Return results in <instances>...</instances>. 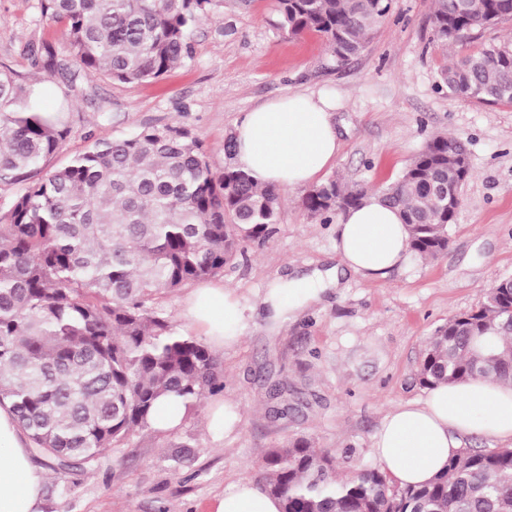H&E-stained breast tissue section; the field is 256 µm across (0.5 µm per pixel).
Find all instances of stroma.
<instances>
[{"label":"stroma","instance_id":"stroma-1","mask_svg":"<svg viewBox=\"0 0 512 512\" xmlns=\"http://www.w3.org/2000/svg\"><path fill=\"white\" fill-rule=\"evenodd\" d=\"M431 12V0H393L365 50L340 64L319 35H285L274 0H226L223 13L195 30L192 60L161 80L81 77V93L70 98L72 132L54 167L83 152L92 134L122 138L178 126L201 140L219 169L233 162L224 143L242 113L291 92H322L334 103L341 144L323 180L385 186L439 133L464 142L472 177L446 257L409 255L375 281L348 275L276 331L248 320L239 343L218 353L224 389L217 398L238 418L222 441L207 428L210 401L202 399L176 430L138 433L93 470L62 478L46 472L43 512H210L231 485L259 481L267 449L299 437L335 450L339 477L376 466L373 441L383 417L428 393L417 372L434 330L512 277V104L453 95L441 81L451 62L511 40L512 21L445 47L433 39ZM38 39L61 40L60 25L41 19L38 0H0V64L36 84L33 106L49 110L63 89L30 68L23 47ZM103 112L111 117L105 126ZM306 193L284 192L269 236L245 242L220 273L243 303L275 278L336 264L338 219L307 211ZM184 444L192 450L182 456Z\"/></svg>","mask_w":512,"mask_h":512}]
</instances>
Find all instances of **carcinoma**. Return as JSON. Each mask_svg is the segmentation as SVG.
Returning a JSON list of instances; mask_svg holds the SVG:
<instances>
[{
	"label": "carcinoma",
	"instance_id": "carcinoma-1",
	"mask_svg": "<svg viewBox=\"0 0 512 512\" xmlns=\"http://www.w3.org/2000/svg\"><path fill=\"white\" fill-rule=\"evenodd\" d=\"M391 0H275L280 28L323 37L336 62L359 55ZM62 27L63 49L30 42L31 67L77 91L80 73L114 82L162 79L192 58L191 33L224 0H39ZM512 18V0H432L436 39L447 45ZM454 95L512 103V41L490 45L442 72ZM33 85L0 65V403L8 401L31 452L67 474L92 469L150 428L156 401L186 410L224 390L217 355L158 307L163 295L215 276L246 241L265 239L281 195L243 170L211 167L199 139L168 126L96 137L66 165L47 163L71 133L64 112L30 106ZM471 176L465 145L433 136L380 190L401 208L410 249L448 252L453 211ZM365 187L330 180L302 200L329 217L358 204ZM484 377L512 383V279L463 318L430 336L424 387ZM266 490L281 512H512V449H461L417 487L395 488L377 468L340 479L335 453L309 438L270 448Z\"/></svg>",
	"mask_w": 512,
	"mask_h": 512
}]
</instances>
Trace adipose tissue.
Instances as JSON below:
<instances>
[{"label":"adipose tissue","mask_w":512,"mask_h":512,"mask_svg":"<svg viewBox=\"0 0 512 512\" xmlns=\"http://www.w3.org/2000/svg\"><path fill=\"white\" fill-rule=\"evenodd\" d=\"M332 103L322 94L294 92L264 103L238 119L234 161L256 182L280 191L317 181L340 150L331 121ZM408 230L399 208L379 195L345 210L337 224L338 273L373 280L406 261ZM321 278H277L254 305L264 319L281 325L307 303L320 300ZM246 307L220 282L191 289L183 302L186 326L214 349L237 344ZM486 433L512 445V385L487 378L431 387L426 399L408 401L383 418L373 450L382 467L403 487L423 484L455 456L464 436ZM45 475L31 461L29 439L10 406H0V512H43ZM212 512H281V503L255 482L232 485Z\"/></svg>","instance_id":"obj_1"}]
</instances>
